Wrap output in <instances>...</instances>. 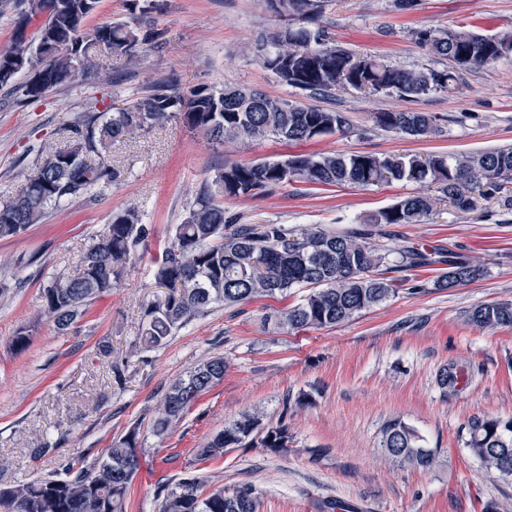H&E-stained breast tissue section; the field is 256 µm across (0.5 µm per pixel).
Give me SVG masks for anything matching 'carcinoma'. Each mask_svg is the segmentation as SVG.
I'll use <instances>...</instances> for the list:
<instances>
[{
	"label": "carcinoma",
	"instance_id": "cac0c4a2",
	"mask_svg": "<svg viewBox=\"0 0 512 512\" xmlns=\"http://www.w3.org/2000/svg\"><path fill=\"white\" fill-rule=\"evenodd\" d=\"M130 23H103L92 28L86 19L98 0H25L11 44L0 50V87L15 86L28 100L97 70L100 54L135 61L140 48L162 45L154 26L155 0H131ZM283 25L262 34L256 45L267 50L260 64L280 81L302 91L330 95L338 88L368 90L415 98L446 91L461 72L488 66L512 52V35L488 36L466 30L422 29L418 43L451 63L446 69L406 70L372 57L328 45L325 31L311 29L325 0H267ZM44 20L38 38L30 41L25 27ZM23 71L31 77L15 85ZM181 119L220 145L257 138L282 143L310 141L345 133L352 123L345 112L303 106L258 89L200 87L184 95L157 83L149 93L113 112H86L66 127V145L42 147L37 174L22 180L16 196L0 207V239L12 238L42 223L60 204L87 197L120 177L108 159L112 142ZM376 123L387 131L423 137L437 132L434 116L425 112H381ZM394 181L431 184L459 212L477 211L512 181V147L448 155L435 153L378 156L369 153L297 154L282 161L231 163L221 167L215 182L225 197L254 196L284 184L370 186ZM434 199L406 196L368 215L365 224H419L428 218ZM155 228L140 212L127 209L113 216L105 230L85 248L77 274L56 276L43 285L44 314L57 329H68L91 304L118 285L122 271L150 246ZM365 233H336L317 226L293 229L284 224H228L224 206L202 191L182 223L174 225L158 247L153 276L164 296L143 306L140 342L163 345L194 319L217 305L235 306L261 297H285L305 288L300 301L269 319L288 330L321 329L348 322L390 300L398 279L390 273L430 264L423 248L408 247L399 260L389 259ZM434 286L445 290L481 276L477 265L453 257ZM478 328L512 327V302L481 304L467 314ZM226 362L212 357L175 381L153 420V432L164 436L200 395L224 379ZM288 426L266 429L249 413L224 426L204 447L202 459L221 457L229 448L260 446L274 453L288 450ZM380 446L397 463L429 467L435 450L422 444L416 430L399 418L387 421ZM465 448L486 469L512 478V418L483 416L468 423ZM137 433L130 431L91 465L68 464L62 472L33 482L0 486L3 512H125V501L139 470ZM192 475L164 490L159 512H256L258 492L248 483L230 490L201 492Z\"/></svg>",
	"mask_w": 512,
	"mask_h": 512
}]
</instances>
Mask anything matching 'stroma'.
<instances>
[{
  "label": "stroma",
  "instance_id": "stroma-1",
  "mask_svg": "<svg viewBox=\"0 0 512 512\" xmlns=\"http://www.w3.org/2000/svg\"><path fill=\"white\" fill-rule=\"evenodd\" d=\"M157 2L162 48L143 47L134 63L101 56L98 73L37 100L0 90V205L15 196L23 177L36 174L35 147H62L60 130L78 113L99 100L126 104L157 82L184 94L201 86L257 87L348 113L352 127L297 145L269 138L219 146L175 120L112 145L118 182L0 240V484L93 462L134 430L140 468L126 512H159L162 490L189 473L201 477L206 494L252 484L259 512H484L490 503L496 512H512V480L487 472L464 446L473 417H512V328L466 322L477 305L512 302V205L506 203L512 188L477 212L442 202L424 223L372 237L395 252L413 243L451 250L482 266L481 279L446 291L433 286L440 264L402 271L396 297L331 328L287 332L263 323L268 309L299 301L296 289L284 299L217 307L162 346L141 349L142 307L159 292L147 256L128 266L118 287L70 329L57 330L44 317L43 284L73 274L89 238L104 231L113 214L140 209L156 238H164L224 164L297 153L457 155L512 146V54L464 72L446 92L402 98L339 89L322 97L287 87L258 63V36L280 25L266 0ZM318 24L336 47L355 55L402 69H442L446 60L419 47L418 30L472 26L488 35L512 34V0H415L408 11L398 10L395 0H327ZM380 112H427L438 131L427 137L389 132L375 122ZM423 191L396 181L327 189L295 183L223 204L236 224L359 232L367 215ZM22 330L29 346L20 351L12 341ZM214 356L229 364L223 381L167 435L155 436L152 421L170 385ZM446 365L465 372L466 385L441 389L437 375ZM302 393L309 402L296 405ZM245 412L270 426L285 420L288 450L235 448L199 459L198 448ZM393 418L436 449L431 467L401 465L385 455L381 429ZM46 444L51 453L34 456Z\"/></svg>",
  "mask_w": 512,
  "mask_h": 512
}]
</instances>
